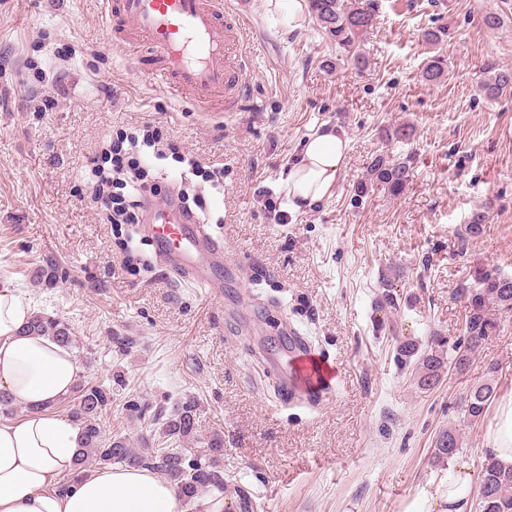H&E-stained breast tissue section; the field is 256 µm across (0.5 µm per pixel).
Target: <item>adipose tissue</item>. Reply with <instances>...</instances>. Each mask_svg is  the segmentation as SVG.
Wrapping results in <instances>:
<instances>
[{
	"label": "adipose tissue",
	"instance_id": "obj_1",
	"mask_svg": "<svg viewBox=\"0 0 512 512\" xmlns=\"http://www.w3.org/2000/svg\"><path fill=\"white\" fill-rule=\"evenodd\" d=\"M347 147L345 133L333 126L308 138L284 176L293 209L333 193ZM31 313L25 296L0 288V390L27 409L18 420L0 422V512H183L177 485L148 468L76 472L80 431L46 409L69 393L80 367L50 338L24 334ZM487 442L490 458L512 466V392L501 396Z\"/></svg>",
	"mask_w": 512,
	"mask_h": 512
}]
</instances>
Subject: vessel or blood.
<instances>
[{
    "instance_id": "b4317fda",
    "label": "vessel or blood",
    "mask_w": 512,
    "mask_h": 512,
    "mask_svg": "<svg viewBox=\"0 0 512 512\" xmlns=\"http://www.w3.org/2000/svg\"><path fill=\"white\" fill-rule=\"evenodd\" d=\"M107 11L112 25H132L133 45L149 46L158 60L154 77L176 99L206 106L230 92L232 85L244 84L243 73L233 72L225 47L241 42L245 25L225 24L223 0H109ZM145 208L150 237L165 266L182 277L210 282L214 270L224 264L221 243L176 201H149ZM274 360L296 379V401L307 399L311 385L331 391L335 374L315 353L294 358L281 353Z\"/></svg>"
}]
</instances>
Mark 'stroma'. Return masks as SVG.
I'll list each match as a JSON object with an SVG mask.
<instances>
[{
    "label": "stroma",
    "instance_id": "obj_1",
    "mask_svg": "<svg viewBox=\"0 0 512 512\" xmlns=\"http://www.w3.org/2000/svg\"><path fill=\"white\" fill-rule=\"evenodd\" d=\"M495 11L503 28L483 27ZM249 36L238 111H205L174 99L135 65L116 38L105 0H0V287L33 310L68 322L85 380L122 373L101 425L134 447L154 445V412L199 404V440L224 442V473L247 488L253 512H439L447 470L432 466L440 430L459 429L458 462L480 471L493 412L464 421L467 390L497 366L512 391V317L460 374L419 385L400 367L394 336L450 352L463 335L456 299L476 266L512 276V96L488 101L484 64L512 67V0H377L355 69L312 19L288 30L263 0H244ZM444 32L449 79L420 80ZM161 127L178 156L224 168V190L181 181L167 159L158 201L170 190L202 199L234 274L201 288L156 261L142 225L115 227L81 173L112 129ZM348 140L334 193L293 210L281 175L323 126ZM409 126V140L388 138ZM410 158L403 194L354 189L376 155ZM487 214L482 236L459 230ZM54 269L36 284L37 267ZM394 308L377 317L382 293ZM296 329L338 375L332 396L292 402L267 362ZM132 337L117 352L109 332Z\"/></svg>",
    "mask_w": 512,
    "mask_h": 512
}]
</instances>
